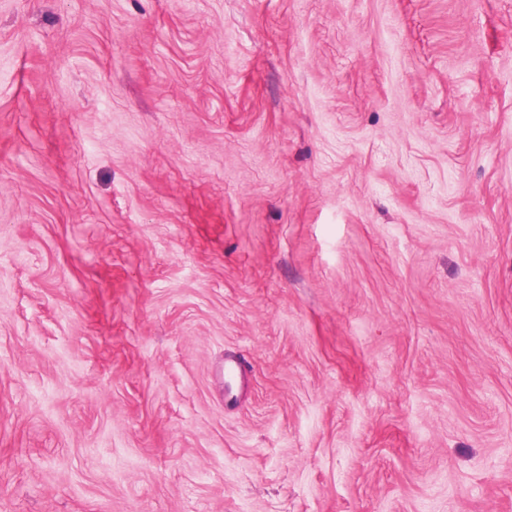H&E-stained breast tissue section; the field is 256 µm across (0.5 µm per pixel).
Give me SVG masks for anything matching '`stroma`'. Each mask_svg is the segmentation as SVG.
<instances>
[{
    "mask_svg": "<svg viewBox=\"0 0 512 512\" xmlns=\"http://www.w3.org/2000/svg\"><path fill=\"white\" fill-rule=\"evenodd\" d=\"M0 512H512V0H0Z\"/></svg>",
    "mask_w": 512,
    "mask_h": 512,
    "instance_id": "35a3bbf8",
    "label": "stroma"
}]
</instances>
